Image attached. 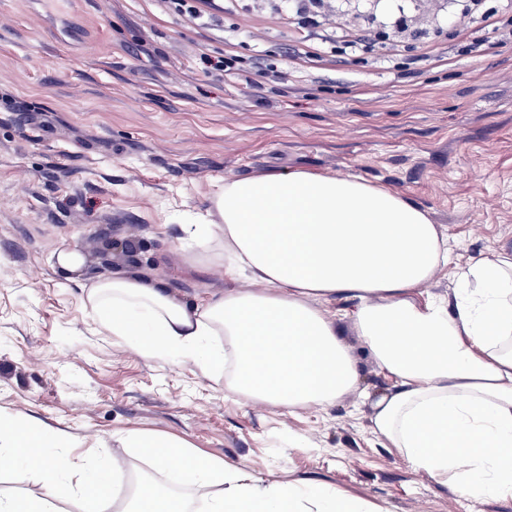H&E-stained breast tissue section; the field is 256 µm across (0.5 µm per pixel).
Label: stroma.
Segmentation results:
<instances>
[{"label":"stroma","mask_w":512,"mask_h":512,"mask_svg":"<svg viewBox=\"0 0 512 512\" xmlns=\"http://www.w3.org/2000/svg\"><path fill=\"white\" fill-rule=\"evenodd\" d=\"M324 2L308 27L283 0H207L197 19L156 0H0V412L68 434L85 459L143 432L386 512H512L413 471L371 432L393 380L351 323L357 391L288 415L225 395L223 372L143 358L87 303L86 285L124 273L188 303L252 288L189 265L183 225L216 182L270 171L387 186L447 232L454 264L512 251V46L488 23L506 0H482L470 24L424 0L400 69L341 53L349 7ZM219 55L267 75L226 79L205 63ZM64 246L79 271L56 265Z\"/></svg>","instance_id":"obj_1"}]
</instances>
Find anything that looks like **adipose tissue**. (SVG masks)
I'll use <instances>...</instances> for the list:
<instances>
[{
  "label": "adipose tissue",
  "mask_w": 512,
  "mask_h": 512,
  "mask_svg": "<svg viewBox=\"0 0 512 512\" xmlns=\"http://www.w3.org/2000/svg\"><path fill=\"white\" fill-rule=\"evenodd\" d=\"M186 233L228 275L261 283L189 305L130 275L91 282L102 330L147 358L167 357L224 388L290 414L327 408L357 386L353 351L324 309L354 299L349 316L394 380L371 428L410 467L470 497L512 498V252L455 273L452 295L415 293L448 263V237L400 193L356 177L305 170L221 184L203 223ZM152 469L125 487L63 452V439L0 416V464L34 468L41 492L0 495V512H364L334 489L257 479L188 452L183 441L133 432Z\"/></svg>",
  "instance_id": "1"
}]
</instances>
